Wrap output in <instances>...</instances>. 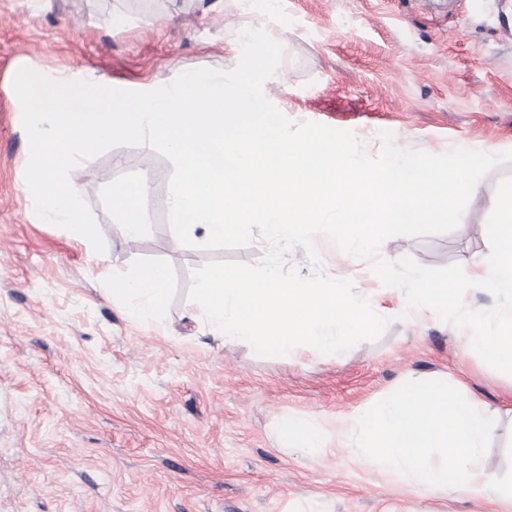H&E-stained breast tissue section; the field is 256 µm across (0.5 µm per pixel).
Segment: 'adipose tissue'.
I'll return each mask as SVG.
<instances>
[{"label":"adipose tissue","instance_id":"1","mask_svg":"<svg viewBox=\"0 0 512 512\" xmlns=\"http://www.w3.org/2000/svg\"><path fill=\"white\" fill-rule=\"evenodd\" d=\"M148 188L149 182L145 179L131 184L118 183L112 187L113 204L122 219L124 234L132 242L139 240L145 232L138 202ZM167 291L168 271L161 264L143 266L133 273L112 277V295L124 301L126 315L134 322L156 314L164 303Z\"/></svg>","mask_w":512,"mask_h":512}]
</instances>
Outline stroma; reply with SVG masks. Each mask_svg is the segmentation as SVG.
Masks as SVG:
<instances>
[{"label":"stroma","mask_w":512,"mask_h":512,"mask_svg":"<svg viewBox=\"0 0 512 512\" xmlns=\"http://www.w3.org/2000/svg\"><path fill=\"white\" fill-rule=\"evenodd\" d=\"M251 15L282 47L270 100L290 120L352 131L372 156L386 130L402 149L512 150V0H0V512H506L495 493L432 491L357 450L366 405L436 378L494 419L481 464L501 476L512 467V376L463 353L464 329L424 308L403 313L402 290L328 237L315 238L320 267L300 248L289 265L352 280L387 318L382 337L336 356L261 357L209 333L187 291L194 268L257 264L266 245L176 243L163 204L172 167L150 146L106 151L80 183L104 254L36 215L12 86L20 68L126 89L228 70ZM511 176L512 163L487 174L454 231L386 241L380 255L485 263L490 203ZM144 177L146 229L130 242L112 186ZM153 263L169 271L166 301L131 323L112 276ZM286 417L316 424L324 448L284 447Z\"/></svg>","instance_id":"obj_1"}]
</instances>
